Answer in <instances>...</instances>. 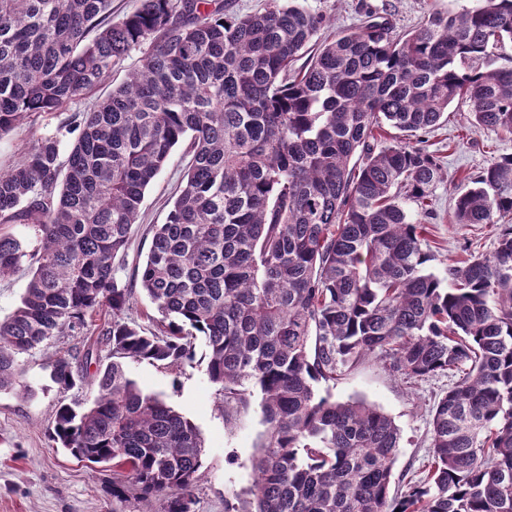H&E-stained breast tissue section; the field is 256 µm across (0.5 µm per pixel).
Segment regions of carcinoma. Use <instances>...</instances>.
<instances>
[{
	"label": "carcinoma",
	"mask_w": 512,
	"mask_h": 512,
	"mask_svg": "<svg viewBox=\"0 0 512 512\" xmlns=\"http://www.w3.org/2000/svg\"><path fill=\"white\" fill-rule=\"evenodd\" d=\"M111 4L0 0V136L67 113L0 172V280L31 272L0 320V392L20 385L23 356L98 324L100 347L49 364L65 393L84 382L79 360L103 347L110 358L90 404H60L51 440L112 463V512L153 499L197 512L198 429L124 361L180 369L201 340L226 421L260 395L254 512H512V228L441 276L410 213L443 178L412 139L451 104L478 130L512 134V65H479L512 43V0L435 12L405 35L369 12L330 41L326 17L297 0L246 15L221 0H139L118 22ZM136 49L129 81L80 110ZM185 139L182 189L152 226L139 289L122 287L116 258ZM454 218L512 220V156L471 180ZM138 292L159 331L127 317ZM369 357L408 381L457 377L432 409L427 475L400 498L394 420L314 388Z\"/></svg>",
	"instance_id": "obj_1"
}]
</instances>
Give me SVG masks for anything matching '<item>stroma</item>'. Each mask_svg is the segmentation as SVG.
<instances>
[{
	"mask_svg": "<svg viewBox=\"0 0 512 512\" xmlns=\"http://www.w3.org/2000/svg\"><path fill=\"white\" fill-rule=\"evenodd\" d=\"M325 15L322 35L357 24L362 12L373 10L390 20L397 33L415 30L436 11H458L471 0H301ZM61 118L40 117L0 138V167L17 161L34 137L55 131ZM466 104H453L447 123L427 134L426 146L444 158L447 177L433 189L432 216L426 218V243L436 256L431 264L443 273L448 264L469 253L494 250L499 236L511 227L506 221L464 226L454 220L453 199L470 186L471 175L499 157L512 155V134L474 131ZM191 161L186 145L176 146L169 161L147 188L141 217L123 261L116 266L120 285L131 284L149 252L155 224L167 221L182 175ZM76 336H58L24 356L22 385L0 392V512H112V466L86 467L48 436L60 403H89L96 392L97 374L88 371L79 388L59 392L47 366L64 348L79 344ZM128 376L145 392L159 395L197 427L203 441L205 477L199 486L200 512H242L252 496V460L266 437L258 403H250L232 421H225L217 406L216 387L202 366L172 370L146 361L125 363ZM439 376L407 383L381 361L368 358L347 370L333 383H317L318 394L340 401L362 399L379 407L401 430L393 490L406 491L408 479L419 478L428 467L432 408L452 384Z\"/></svg>",
	"mask_w": 512,
	"mask_h": 512,
	"instance_id": "35a3bbf8",
	"label": "stroma"
}]
</instances>
